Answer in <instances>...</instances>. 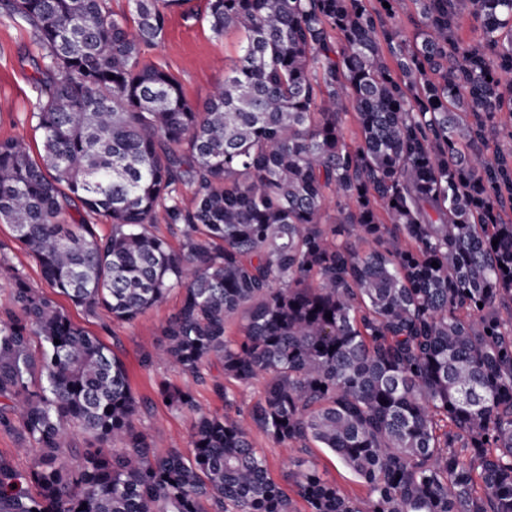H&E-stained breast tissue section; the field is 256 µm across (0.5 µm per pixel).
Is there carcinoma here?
<instances>
[{"label": "carcinoma", "mask_w": 512, "mask_h": 512, "mask_svg": "<svg viewBox=\"0 0 512 512\" xmlns=\"http://www.w3.org/2000/svg\"><path fill=\"white\" fill-rule=\"evenodd\" d=\"M131 2L132 32L107 0H0L41 51L42 139L38 160L0 140V224L87 315L131 325L179 292L141 363L202 385L219 363L228 412L198 414L191 457L157 455L122 360L6 267L0 431L34 458L0 455V512H295L255 428L367 488L300 458L288 484L310 512H512V153L490 147L512 115V0H413L411 40L402 0H208L212 33L243 43L201 109L141 61L183 0ZM160 210L177 248L151 231ZM157 394L197 410L187 387ZM306 450L316 459L320 471L335 482L343 494L359 500L366 498V488L362 481L350 469L340 464L330 451L316 447Z\"/></svg>", "instance_id": "obj_1"}]
</instances>
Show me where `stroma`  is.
Here are the masks:
<instances>
[{"label": "stroma", "mask_w": 512, "mask_h": 512, "mask_svg": "<svg viewBox=\"0 0 512 512\" xmlns=\"http://www.w3.org/2000/svg\"><path fill=\"white\" fill-rule=\"evenodd\" d=\"M206 0H185L184 4L168 14L162 41L143 54L145 62L160 65L179 80L185 98L195 106H203L215 87L223 83L224 74L240 54V34L233 29L223 36H215L204 18ZM38 46L31 29L0 14V140L21 137L31 152H39L41 137L35 131L31 114L35 110L39 91L35 82L37 73L33 60ZM0 256L23 271L30 282L45 287L38 261L27 248L16 240L8 225L0 224ZM181 296L172 293L166 302L149 309L135 323H110L107 315L92 317L77 309L66 298L59 305L71 319L88 332L98 336L125 363L134 394L151 399L141 419L153 430L154 447L158 454L176 449L192 454L191 433L195 413L170 410L157 397V387L166 381L177 386L191 387L197 411L223 413L224 402L211 387L194 384L191 377L179 368L164 362L146 367L141 363L144 351L152 349L164 339L163 329L180 308ZM251 440L266 458L272 478L286 483L293 460L300 456L297 446L269 441L260 431H253ZM321 472L335 482L340 491L352 498L365 499L366 488L348 468L324 448H310Z\"/></svg>", "instance_id": "obj_1"}]
</instances>
